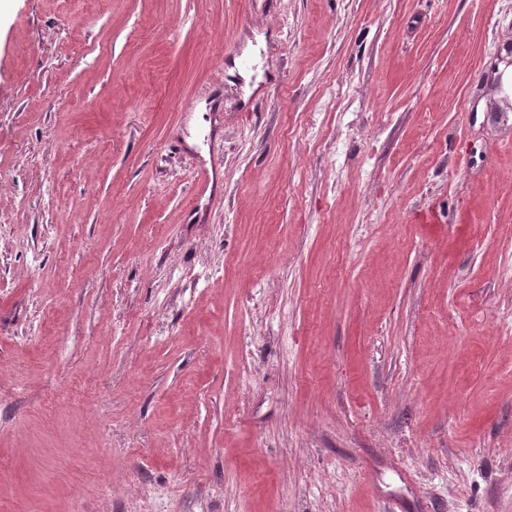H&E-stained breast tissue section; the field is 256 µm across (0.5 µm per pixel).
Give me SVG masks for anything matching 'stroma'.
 Wrapping results in <instances>:
<instances>
[{
	"mask_svg": "<svg viewBox=\"0 0 512 512\" xmlns=\"http://www.w3.org/2000/svg\"><path fill=\"white\" fill-rule=\"evenodd\" d=\"M0 512H512V0H0Z\"/></svg>",
	"mask_w": 512,
	"mask_h": 512,
	"instance_id": "35a3bbf8",
	"label": "stroma"
}]
</instances>
